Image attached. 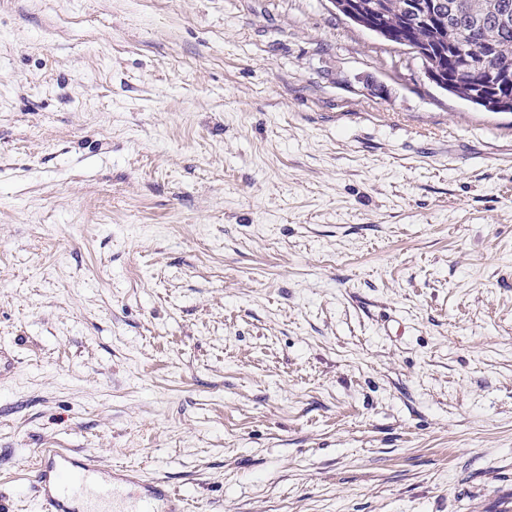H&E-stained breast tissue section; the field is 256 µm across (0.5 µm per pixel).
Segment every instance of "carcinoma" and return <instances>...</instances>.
Returning <instances> with one entry per match:
<instances>
[{
  "mask_svg": "<svg viewBox=\"0 0 512 512\" xmlns=\"http://www.w3.org/2000/svg\"><path fill=\"white\" fill-rule=\"evenodd\" d=\"M384 12L381 21L390 30L388 41L413 50L425 70L457 85L455 96L493 112V104L512 105V0H442L446 21L420 14L414 21L402 24L403 8L408 0H381ZM464 26L470 32L478 59L473 69L494 68L500 77L495 80L491 96L484 97L480 87L460 72L462 62L448 51L447 29Z\"/></svg>",
  "mask_w": 512,
  "mask_h": 512,
  "instance_id": "cac0c4a2",
  "label": "carcinoma"
}]
</instances>
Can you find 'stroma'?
I'll list each match as a JSON object with an SVG mask.
<instances>
[{
    "label": "stroma",
    "mask_w": 512,
    "mask_h": 512,
    "mask_svg": "<svg viewBox=\"0 0 512 512\" xmlns=\"http://www.w3.org/2000/svg\"><path fill=\"white\" fill-rule=\"evenodd\" d=\"M1 346L0 512H512V112L331 0H0ZM35 455L30 491L37 512L187 511L180 492L137 467H105L96 456L68 448H38Z\"/></svg>",
    "instance_id": "obj_1"
}]
</instances>
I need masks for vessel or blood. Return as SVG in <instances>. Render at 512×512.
I'll return each mask as SVG.
<instances>
[{"mask_svg": "<svg viewBox=\"0 0 512 512\" xmlns=\"http://www.w3.org/2000/svg\"><path fill=\"white\" fill-rule=\"evenodd\" d=\"M35 455L30 491L37 512H186L180 492L137 467H106L68 448Z\"/></svg>", "mask_w": 512, "mask_h": 512, "instance_id": "obj_1", "label": "vessel or blood"}]
</instances>
